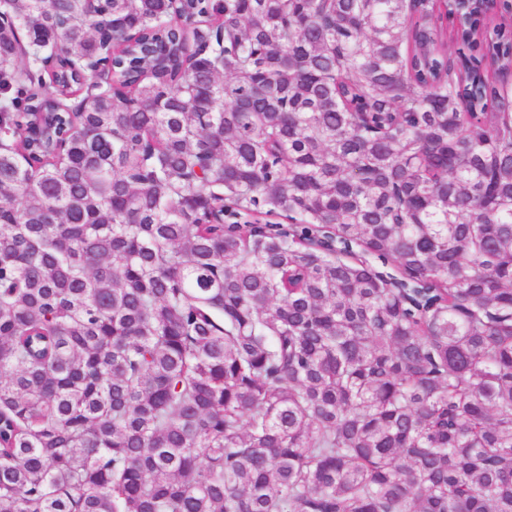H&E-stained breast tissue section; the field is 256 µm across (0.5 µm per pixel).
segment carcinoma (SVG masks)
Here are the masks:
<instances>
[{"mask_svg": "<svg viewBox=\"0 0 512 512\" xmlns=\"http://www.w3.org/2000/svg\"><path fill=\"white\" fill-rule=\"evenodd\" d=\"M510 75L482 0H4L0 512H512Z\"/></svg>", "mask_w": 512, "mask_h": 512, "instance_id": "obj_1", "label": "carcinoma"}]
</instances>
